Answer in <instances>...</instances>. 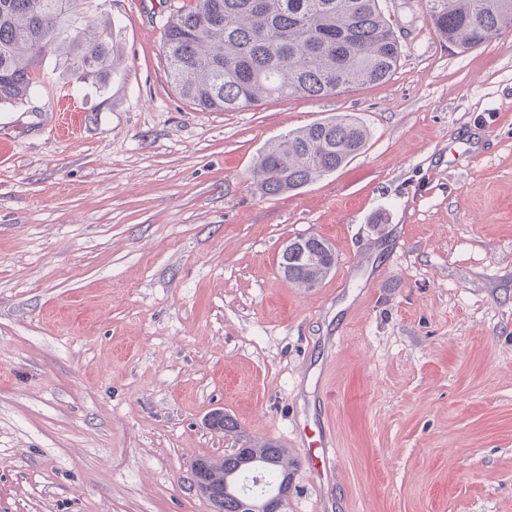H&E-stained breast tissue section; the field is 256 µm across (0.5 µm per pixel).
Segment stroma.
I'll return each instance as SVG.
<instances>
[{"label":"stroma","mask_w":512,"mask_h":512,"mask_svg":"<svg viewBox=\"0 0 512 512\" xmlns=\"http://www.w3.org/2000/svg\"><path fill=\"white\" fill-rule=\"evenodd\" d=\"M189 2L83 0L108 81L49 53L0 105V512H213L192 461L267 440L288 512H512V30L462 51L383 0L389 80L203 112L163 54ZM343 115L362 154L255 189L268 143ZM304 235L336 252L306 290ZM294 248H298V251ZM335 264L332 246L315 235L300 236L282 250L279 267L286 279L298 288L320 284ZM288 274V278H287ZM316 439L313 441L308 442L309 436L305 432V429H303V432H300V437L303 442V446L306 445V442L308 444V448L311 450L312 446L314 448L319 449V456L317 459H320L321 466L327 470L331 468L332 464L334 463L335 459V449H334V439L331 432H327L326 430H320L318 429L315 432Z\"/></svg>","instance_id":"35a3bbf8"}]
</instances>
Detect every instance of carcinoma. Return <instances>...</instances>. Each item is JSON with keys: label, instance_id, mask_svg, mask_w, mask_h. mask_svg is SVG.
I'll return each mask as SVG.
<instances>
[{"label": "carcinoma", "instance_id": "1", "mask_svg": "<svg viewBox=\"0 0 512 512\" xmlns=\"http://www.w3.org/2000/svg\"><path fill=\"white\" fill-rule=\"evenodd\" d=\"M381 0H194L165 29L170 82L203 111L236 112L260 97L317 98L376 84L397 67L399 45ZM438 36L461 50L512 28V0H426ZM82 0H0V104L25 100L33 65L64 57L80 79L112 73V45L85 23ZM369 130L337 116L273 142L252 169L256 189L277 196L328 175L361 153ZM335 264L332 246L300 236L279 267L299 288L320 284ZM199 491L216 512H287L288 449L263 441L219 460L201 459Z\"/></svg>", "mask_w": 512, "mask_h": 512}]
</instances>
